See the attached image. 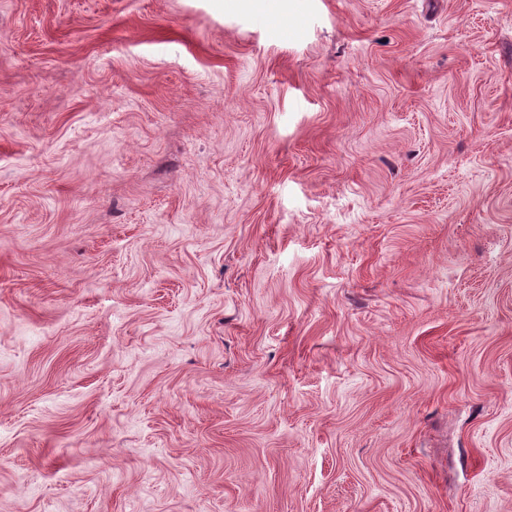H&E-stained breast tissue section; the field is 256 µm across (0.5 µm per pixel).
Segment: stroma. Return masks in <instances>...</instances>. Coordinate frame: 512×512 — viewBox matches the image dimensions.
Masks as SVG:
<instances>
[{"mask_svg":"<svg viewBox=\"0 0 512 512\" xmlns=\"http://www.w3.org/2000/svg\"><path fill=\"white\" fill-rule=\"evenodd\" d=\"M0 0V512H512V0Z\"/></svg>","mask_w":512,"mask_h":512,"instance_id":"stroma-1","label":"stroma"}]
</instances>
